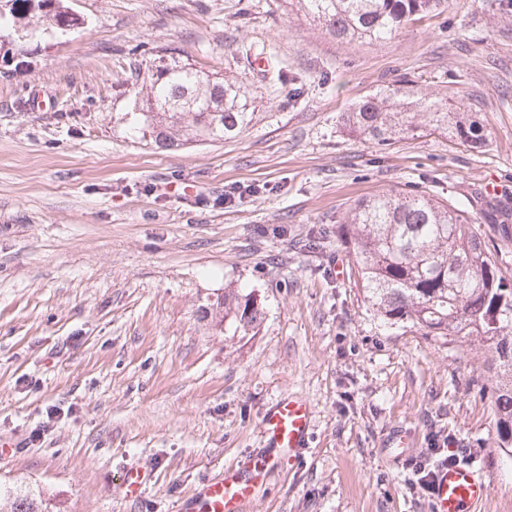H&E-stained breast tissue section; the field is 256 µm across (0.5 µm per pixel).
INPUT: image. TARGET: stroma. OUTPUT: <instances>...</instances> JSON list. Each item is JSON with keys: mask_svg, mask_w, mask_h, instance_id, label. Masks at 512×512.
<instances>
[{"mask_svg": "<svg viewBox=\"0 0 512 512\" xmlns=\"http://www.w3.org/2000/svg\"><path fill=\"white\" fill-rule=\"evenodd\" d=\"M83 28L25 44L0 72V489L51 512H178L210 477L263 452L281 398L313 408L307 448L243 512H432L415 466L453 439L481 464L486 512H512L485 354L384 326L337 266L355 200L398 187L512 200V0H442L391 42L348 45L291 0H67ZM192 63L243 83L238 136L138 139L134 93ZM408 79L464 100L486 140L385 147L342 115ZM50 100L33 110L31 98ZM263 320L224 321L225 289ZM413 445L387 451L396 429ZM151 470L124 495L128 465Z\"/></svg>", "mask_w": 512, "mask_h": 512, "instance_id": "stroma-1", "label": "stroma"}]
</instances>
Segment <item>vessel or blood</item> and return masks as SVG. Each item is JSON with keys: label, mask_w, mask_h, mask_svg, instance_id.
I'll list each match as a JSON object with an SVG mask.
<instances>
[{"label": "vessel or blood", "mask_w": 512, "mask_h": 512, "mask_svg": "<svg viewBox=\"0 0 512 512\" xmlns=\"http://www.w3.org/2000/svg\"><path fill=\"white\" fill-rule=\"evenodd\" d=\"M312 408L303 399L279 400L262 420L268 453L249 458L244 464L226 468L223 476L202 483L196 506L200 512H242L257 485L264 480L280 454H295L307 447L311 434ZM152 479L150 471L128 467L124 488L135 497ZM491 494L481 470L471 463L438 467L432 495L434 512H481Z\"/></svg>", "instance_id": "vessel-or-blood-1"}]
</instances>
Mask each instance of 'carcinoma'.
I'll return each instance as SVG.
<instances>
[{"label":"carcinoma","instance_id":"obj_1","mask_svg":"<svg viewBox=\"0 0 512 512\" xmlns=\"http://www.w3.org/2000/svg\"><path fill=\"white\" fill-rule=\"evenodd\" d=\"M304 15L339 40L384 43L410 22L436 10L440 0H296ZM50 13L37 11L23 24L37 37ZM224 98V112L207 111L210 98ZM142 133L178 145L203 137L219 140L253 120L241 86L220 83L187 63L157 71L136 100ZM349 134L379 145L437 133L468 148L485 141L484 125L462 104L422 94L402 81L356 102L343 117ZM492 228L505 226L507 207L484 211ZM336 240L348 252L349 277L376 315L391 326L410 325L426 336L467 340L489 355L496 370L491 391L497 437L512 434V272L502 268L497 246L466 211L414 190H383L357 200ZM255 291L224 292V319L248 330L263 319ZM6 512H46L29 494H8Z\"/></svg>","mask_w":512,"mask_h":512}]
</instances>
